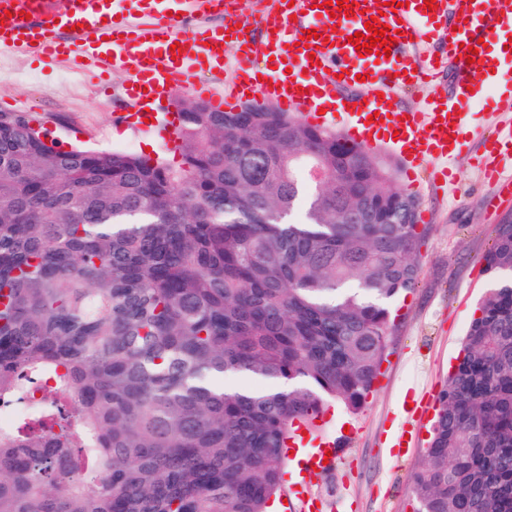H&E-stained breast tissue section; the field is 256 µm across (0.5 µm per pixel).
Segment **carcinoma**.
<instances>
[{"mask_svg": "<svg viewBox=\"0 0 512 512\" xmlns=\"http://www.w3.org/2000/svg\"><path fill=\"white\" fill-rule=\"evenodd\" d=\"M179 116L171 164L0 112V512H271L296 431L374 391L422 240L396 166L291 112ZM485 272L412 512H512V223Z\"/></svg>", "mask_w": 512, "mask_h": 512, "instance_id": "obj_1", "label": "carcinoma"}]
</instances>
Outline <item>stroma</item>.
Wrapping results in <instances>:
<instances>
[{
	"instance_id": "1",
	"label": "stroma",
	"mask_w": 512,
	"mask_h": 512,
	"mask_svg": "<svg viewBox=\"0 0 512 512\" xmlns=\"http://www.w3.org/2000/svg\"><path fill=\"white\" fill-rule=\"evenodd\" d=\"M0 112H19L53 129L62 140L96 149L125 150L171 158L172 153L149 133L120 131L114 113L127 105L128 76L113 72L111 97L99 95L84 74L68 64L38 69L22 53L2 52ZM512 58L488 74L479 113L481 137L471 138L466 154L455 158L454 178L434 182L422 173L412 191L426 218L420 224L424 244L415 287L397 303L379 382L357 413L335 409L328 433L354 425L355 431L337 450L336 466L308 484L309 494L322 503L321 512H411L410 476L424 462L438 396L448 382L477 303L485 296L489 278L483 258L493 247L504 216H512V201L494 199L493 189L473 164L483 150L482 136L512 126V111L495 113L503 71ZM411 431L412 449L405 456L393 451L397 435Z\"/></svg>"
}]
</instances>
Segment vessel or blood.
I'll use <instances>...</instances> for the list:
<instances>
[{"label":"vessel or blood","mask_w":512,"mask_h":512,"mask_svg":"<svg viewBox=\"0 0 512 512\" xmlns=\"http://www.w3.org/2000/svg\"><path fill=\"white\" fill-rule=\"evenodd\" d=\"M324 0H258L248 16L239 0H0V50H15L46 63L67 62L105 75L120 70L129 77L125 90L133 109L116 114L120 127L143 124L144 105L162 109L172 89L190 93L220 112L242 103L269 101L282 112H295L307 123L338 128L341 136L368 148L393 145L404 160L402 176L415 182L431 167L435 180L447 181L450 162L461 150L471 117L470 106L485 84L477 67H496L497 55L512 43V0H436L426 10L423 0L392 8L384 0H355L353 17L330 12ZM150 17L151 24L131 23L130 12ZM220 13L224 28L195 26L196 16ZM302 22H295V15ZM457 28H449V19ZM389 25L396 36L390 57L359 54L348 38L364 31L367 21ZM259 27L261 40L249 38ZM316 31L308 39V31ZM237 39L235 76L223 92L197 74L220 75L224 68L225 32ZM433 42L437 53L420 56L422 43ZM477 48L467 59L469 48ZM274 58L277 67L258 73L256 57ZM453 76L448 98L428 103L422 112L392 109L396 92L408 85L428 84L444 72ZM389 111L384 121L374 112ZM512 129L487 140L478 159L499 199L512 197ZM324 450L302 455V478L322 466ZM280 512H315L305 489L290 488Z\"/></svg>","instance_id":"b4317fda"}]
</instances>
